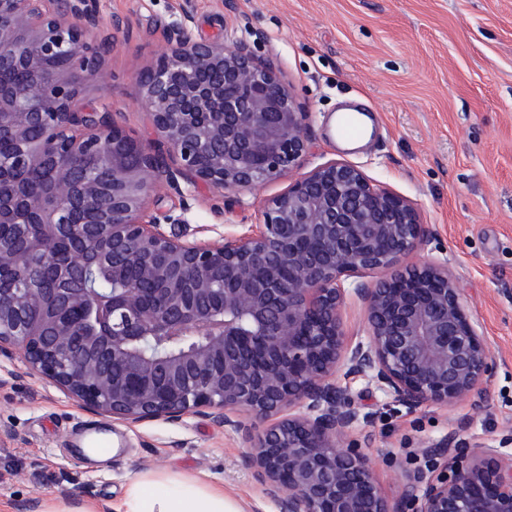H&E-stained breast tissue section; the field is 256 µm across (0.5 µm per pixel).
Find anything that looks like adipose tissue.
I'll list each match as a JSON object with an SVG mask.
<instances>
[{"mask_svg": "<svg viewBox=\"0 0 512 512\" xmlns=\"http://www.w3.org/2000/svg\"><path fill=\"white\" fill-rule=\"evenodd\" d=\"M110 512H246L242 501L197 475L145 470L130 478Z\"/></svg>", "mask_w": 512, "mask_h": 512, "instance_id": "obj_1", "label": "adipose tissue"}]
</instances>
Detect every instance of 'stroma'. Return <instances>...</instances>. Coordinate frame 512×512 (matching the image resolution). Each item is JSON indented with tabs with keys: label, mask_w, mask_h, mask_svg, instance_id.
<instances>
[{
	"label": "stroma",
	"mask_w": 512,
	"mask_h": 512,
	"mask_svg": "<svg viewBox=\"0 0 512 512\" xmlns=\"http://www.w3.org/2000/svg\"><path fill=\"white\" fill-rule=\"evenodd\" d=\"M99 41L109 45L92 99L131 136L157 141L134 103L139 75L155 65L175 27L194 37L247 44L274 67L301 111L312 145L296 176L330 162L358 167L371 183L409 200L437 236L423 258L447 261L496 357L492 402L409 414L365 379L349 391L372 425L351 433L375 466L387 496L401 492L399 466H416L427 443L458 431L472 444L512 453V0H98ZM364 107L375 134L341 150L333 113ZM288 178L216 192L178 179L162 183L147 212L159 232L208 244L250 232ZM255 421L225 428L200 408L170 419L127 424L85 409L62 390L0 356V504L43 512L49 497L77 507L117 500L147 469L208 475L249 512H278L246 464ZM121 442L104 463L78 440Z\"/></svg>",
	"instance_id": "stroma-1"
}]
</instances>
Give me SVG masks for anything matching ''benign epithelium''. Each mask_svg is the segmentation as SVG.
Segmentation results:
<instances>
[{
  "mask_svg": "<svg viewBox=\"0 0 512 512\" xmlns=\"http://www.w3.org/2000/svg\"><path fill=\"white\" fill-rule=\"evenodd\" d=\"M51 0H0V355L121 422L214 411L237 430L241 412L271 419L246 460L279 512H512V454L456 431L400 468L384 496L363 448L348 439L373 414L336 379L363 377L407 413L484 410L495 365L446 261L408 259L436 236L403 197L331 162L269 201L251 233L199 245L157 230L147 203L169 179L162 153L107 121L87 99L104 53L91 29ZM69 66L50 70L46 61ZM25 72L19 85L9 78ZM147 113L177 174L217 191L259 189L292 174L311 140L307 113L276 72L241 42L195 40L181 28L139 78ZM40 131L32 141L31 129ZM112 160L106 181L84 160ZM47 166L36 194L15 173ZM96 211L97 224L78 214ZM112 274L90 322L88 268ZM378 279L345 287L361 272ZM351 294L365 305L366 340L345 339ZM168 336L165 356L149 338Z\"/></svg>",
  "mask_w": 512,
  "mask_h": 512,
  "instance_id": "1",
  "label": "benign epithelium"
}]
</instances>
